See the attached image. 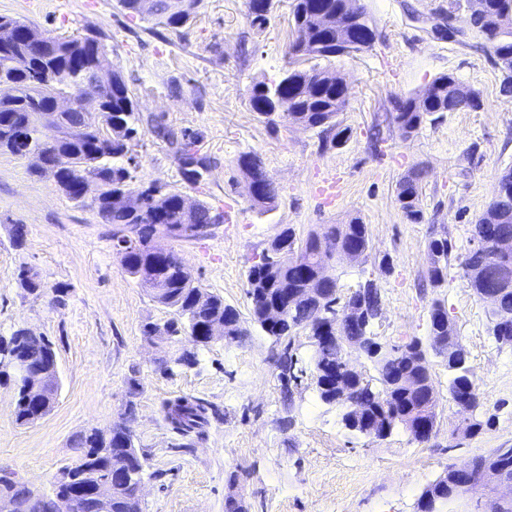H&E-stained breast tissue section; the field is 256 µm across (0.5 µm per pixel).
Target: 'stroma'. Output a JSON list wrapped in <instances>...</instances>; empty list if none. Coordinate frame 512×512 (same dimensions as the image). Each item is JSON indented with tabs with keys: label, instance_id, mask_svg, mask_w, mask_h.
Returning <instances> with one entry per match:
<instances>
[{
	"label": "stroma",
	"instance_id": "1",
	"mask_svg": "<svg viewBox=\"0 0 512 512\" xmlns=\"http://www.w3.org/2000/svg\"><path fill=\"white\" fill-rule=\"evenodd\" d=\"M451 0H364L378 37L368 50L325 66L348 86L338 116L347 142L324 144L318 130L269 127L249 105L248 88L277 79L291 39L290 0H273L269 23L254 28L246 0H203L191 23L172 31L129 15L117 0H0V15L56 35H94L124 76L142 122L132 141L137 180L166 184L189 201L228 211L209 235L162 240L207 291L223 297L250 324L239 343L195 349L189 338L150 345L146 324L164 325L174 311L129 276L112 247V227L91 199L70 200L34 155L0 152V336L27 329L48 337L57 354L59 390L50 414L16 420V390L0 382V471L33 491H50L58 471L77 461V435L108 432L134 408L135 445L146 457L142 512H224L235 498L244 512H417L423 489L448 466L512 446V349L489 334L488 304L469 287L461 263L472 226L512 166V96L500 91L494 59L434 39L409 21L413 7L431 17ZM443 73L478 91L477 111L448 112L403 138L396 105ZM163 125L169 138L158 137ZM194 141L207 170L187 181L176 150ZM255 152L278 187L277 205L254 207L238 167ZM422 171L421 223H410L396 197L399 181ZM340 177L336 205L323 209L313 187ZM359 219L369 248L356 263H336L340 297L373 283L381 313L370 331L382 346L426 339L429 309L442 299L467 351L471 378L491 425L463 435L464 415L448 395L450 374L431 357L439 398L436 432L424 443L394 430L373 441L350 431L343 407L324 402L309 373L313 348L297 335L304 375L284 384L274 337L250 322L247 271L283 228L298 238L329 224ZM25 230L15 245L13 228ZM453 245L448 283L425 284L428 243ZM29 268L43 283L21 285ZM197 350V364L160 371L162 360ZM180 395L211 407L201 435L183 437L165 422L162 402Z\"/></svg>",
	"mask_w": 512,
	"mask_h": 512
}]
</instances>
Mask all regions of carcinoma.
I'll use <instances>...</instances> for the list:
<instances>
[{
    "instance_id": "carcinoma-1",
    "label": "carcinoma",
    "mask_w": 512,
    "mask_h": 512,
    "mask_svg": "<svg viewBox=\"0 0 512 512\" xmlns=\"http://www.w3.org/2000/svg\"><path fill=\"white\" fill-rule=\"evenodd\" d=\"M130 15L152 21L173 31L186 26L197 14L202 0H154V10L146 12L143 0H119ZM248 19L251 26L262 27L268 21L273 0H251ZM480 9L461 10L460 4L447 9L440 7L434 17L440 20L457 19L456 43L471 41L488 48L501 70L500 90L512 81V0H479ZM368 16L361 0H292L290 26L292 40L288 47V63L282 74L270 83L257 81L250 88L249 102L254 112L274 124V114L288 113V120L310 129H320L334 145L349 138L348 128L336 121L347 107V95L338 86V77L320 67L304 68L297 64L298 53L329 60L338 56H354L371 47L359 34L358 17ZM110 67L103 48L91 37H71L42 34L37 44L19 41L0 49V82L11 81L21 86L20 95L0 99V151L12 154L41 151L57 162L55 179L60 189L73 201L84 196L77 189L83 180L97 186L93 199L97 214L105 224L112 225V242L123 268L143 286L149 288L160 303L174 309L179 319L163 327L169 337L180 336L187 328L204 330L216 322L224 323L226 342H239L247 335L235 308L224 304V298L207 291L183 264L180 257L169 251L166 256L153 254L148 240L164 224H197L203 235L224 222V215L203 202L190 209L181 206L182 194L165 191L152 182L136 181L131 165L134 162L130 142L137 135V103L129 93L120 72L112 71V90L105 91L97 82V72ZM96 95L103 99L101 114L94 116L76 105L56 118L58 128H73L54 142L40 137V121L44 114L54 111V101L61 96L80 99ZM480 94L461 84L454 76L436 77L422 92L415 93L397 106L395 122L401 135L415 134L431 117L446 112L481 108ZM237 166L244 178L258 186L253 205L270 210L278 198L275 182L268 176L260 157L246 153ZM125 194L137 202L133 208H115L111 198ZM420 186L413 176L403 178L398 185V201L408 221L418 224L423 219L419 207ZM512 235V169L502 172L494 197L476 220L472 240L483 236L493 239ZM326 250H320L321 244ZM369 243L367 227L353 219L347 224L332 225L323 234H310L300 242L294 230L283 229L270 242L263 260L252 264L247 271V295L251 302V322L269 336L285 339L287 343L278 356L282 373L293 368L291 354L295 332L316 331L323 326L322 305L312 298L297 295L306 281L320 279L330 299L339 300L337 280L327 278L333 254L351 244ZM431 257L426 278L431 287L442 288L448 281L451 246L446 238H433L428 244ZM292 254L302 261L299 266H284L278 261L282 254ZM504 266L491 251L471 248L464 261V276L475 295L497 294V304L488 310L490 334L501 348H512V286L494 287L496 276ZM346 305L364 306L368 322L380 312L378 289L367 283L344 301ZM283 310L279 322H267V311ZM428 339H413L405 345H394L381 352L370 331L360 324L343 327L336 337L317 344L313 353V375L320 397L327 403L357 410L359 416L346 421V426L359 435L383 439L396 429L407 432L412 441L423 443L435 433L439 403L431 402L426 391L433 387L428 354L446 359L451 373L448 393L453 402L465 395L479 398L466 366V350L457 356L448 355V348L438 340L459 338L456 322L449 317L443 301L436 299L430 306ZM20 359L29 366H49L56 360L54 344L44 336H35L18 329L6 339ZM355 352L374 358L380 388L375 389L364 377L348 378L346 368ZM417 379V387L405 386L407 375ZM17 389L16 420L32 424L46 416L53 407L58 391L57 376H49L46 394L30 396L25 382L15 379ZM356 399L352 404L342 398L344 388ZM209 405L197 398L178 396L162 406L165 420L171 429L185 437L201 431L209 423ZM422 420L429 435L421 436L415 428ZM134 421L132 408H127L121 420L112 427L107 438L97 430L77 437L83 449L71 471L82 475L80 484L90 487L97 479H112V472L124 470L130 474L116 482L113 490L114 512H142L135 494V479L144 475L145 458L129 436ZM499 466L512 480V447L497 448L479 462ZM12 493L19 501V512H53L49 493L36 494L16 481L11 474L0 475V493ZM465 494L462 482L453 468L439 476L423 490L419 498L420 512H440Z\"/></svg>"
}]
</instances>
